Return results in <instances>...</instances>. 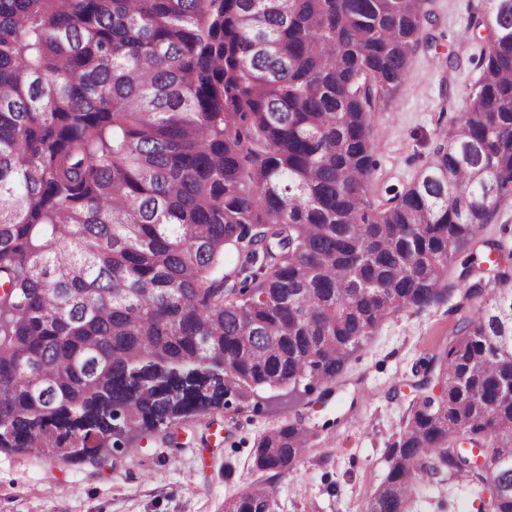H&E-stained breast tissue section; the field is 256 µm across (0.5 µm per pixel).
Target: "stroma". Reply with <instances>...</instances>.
I'll use <instances>...</instances> for the list:
<instances>
[{"label": "stroma", "instance_id": "35a3bbf8", "mask_svg": "<svg viewBox=\"0 0 512 512\" xmlns=\"http://www.w3.org/2000/svg\"><path fill=\"white\" fill-rule=\"evenodd\" d=\"M431 46L419 48L394 101L375 112V198L412 184L455 127L480 76L474 41H461L482 0H428ZM455 297L388 316L330 382V396L264 390L258 406L198 416L141 435L105 465L51 463L0 454V512H224L264 483L272 512H363L386 477L387 452L416 392V373L454 332ZM302 422L319 427L297 469L260 474L253 450L265 433ZM414 512H474L463 481L421 483Z\"/></svg>", "mask_w": 512, "mask_h": 512}]
</instances>
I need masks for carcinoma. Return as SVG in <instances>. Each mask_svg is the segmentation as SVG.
<instances>
[{"label":"carcinoma","instance_id":"obj_1","mask_svg":"<svg viewBox=\"0 0 512 512\" xmlns=\"http://www.w3.org/2000/svg\"><path fill=\"white\" fill-rule=\"evenodd\" d=\"M487 13L448 146L376 205L372 112L424 0H0V452L96 465L129 424L310 393L454 267L440 394L407 410L366 512L459 477L512 512V250L481 236L512 201V0ZM315 436L266 433L255 469L295 470ZM228 508L271 512L270 491Z\"/></svg>","mask_w":512,"mask_h":512}]
</instances>
